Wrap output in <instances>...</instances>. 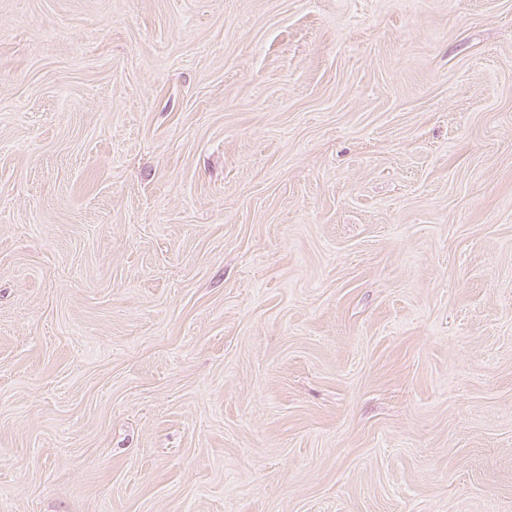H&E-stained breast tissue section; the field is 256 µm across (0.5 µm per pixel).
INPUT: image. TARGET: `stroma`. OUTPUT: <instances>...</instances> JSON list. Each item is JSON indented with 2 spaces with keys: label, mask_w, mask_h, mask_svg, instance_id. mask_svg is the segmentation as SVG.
<instances>
[{
  "label": "stroma",
  "mask_w": 512,
  "mask_h": 512,
  "mask_svg": "<svg viewBox=\"0 0 512 512\" xmlns=\"http://www.w3.org/2000/svg\"><path fill=\"white\" fill-rule=\"evenodd\" d=\"M0 512H512V0H0Z\"/></svg>",
  "instance_id": "35a3bbf8"
}]
</instances>
